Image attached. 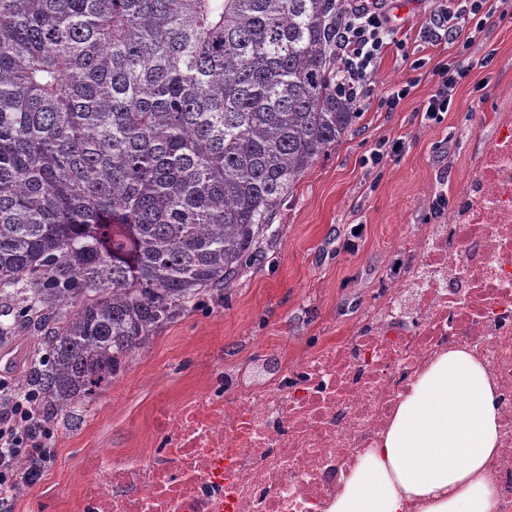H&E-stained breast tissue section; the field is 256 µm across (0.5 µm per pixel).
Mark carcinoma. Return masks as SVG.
Instances as JSON below:
<instances>
[{
	"mask_svg": "<svg viewBox=\"0 0 512 512\" xmlns=\"http://www.w3.org/2000/svg\"><path fill=\"white\" fill-rule=\"evenodd\" d=\"M336 0H0V300L51 429L253 267L358 118Z\"/></svg>",
	"mask_w": 512,
	"mask_h": 512,
	"instance_id": "1",
	"label": "carcinoma"
}]
</instances>
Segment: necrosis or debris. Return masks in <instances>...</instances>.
Here are the masks:
<instances>
[{
    "label": "necrosis or debris",
    "mask_w": 512,
    "mask_h": 512,
    "mask_svg": "<svg viewBox=\"0 0 512 512\" xmlns=\"http://www.w3.org/2000/svg\"><path fill=\"white\" fill-rule=\"evenodd\" d=\"M358 336L265 381L238 371L233 403L183 405L149 458L88 462L78 512H327L403 398L449 346H466L498 396L499 452L486 473L512 512V115H504L447 223Z\"/></svg>",
    "instance_id": "necrosis-or-debris-1"
}]
</instances>
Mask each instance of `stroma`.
<instances>
[{"mask_svg": "<svg viewBox=\"0 0 512 512\" xmlns=\"http://www.w3.org/2000/svg\"><path fill=\"white\" fill-rule=\"evenodd\" d=\"M407 13L388 7L399 39L429 65L454 57L457 45H434L423 28L433 0H415ZM465 59L471 72L455 106L436 123L419 113L434 91L422 77L411 95L389 112L378 102L405 78L409 64L395 47L384 51L372 77V94L342 139L322 154L270 219L272 241L224 298L195 308L159 330L130 359L125 372L78 423L59 422L49 434L51 462L21 495L8 496L0 512H75L90 478L87 457L106 453L119 461L146 457L163 440L159 408L177 414L188 401L214 392L219 376L279 356L297 368L306 353L356 335L391 284L405 242L425 225L443 222L436 195L456 201L512 111V23L490 19ZM483 85L485 98L472 88ZM402 139L398 159L369 164L372 149ZM40 347L28 332L0 340V381L16 387L27 371L23 358Z\"/></svg>", "mask_w": 512, "mask_h": 512, "instance_id": "stroma-1", "label": "stroma"}]
</instances>
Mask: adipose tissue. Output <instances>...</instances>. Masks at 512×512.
I'll use <instances>...</instances> for the list:
<instances>
[{
  "instance_id": "ef3b65f1",
  "label": "adipose tissue",
  "mask_w": 512,
  "mask_h": 512,
  "mask_svg": "<svg viewBox=\"0 0 512 512\" xmlns=\"http://www.w3.org/2000/svg\"><path fill=\"white\" fill-rule=\"evenodd\" d=\"M495 391L468 350L440 356L328 512H493L486 471L498 453Z\"/></svg>"
}]
</instances>
